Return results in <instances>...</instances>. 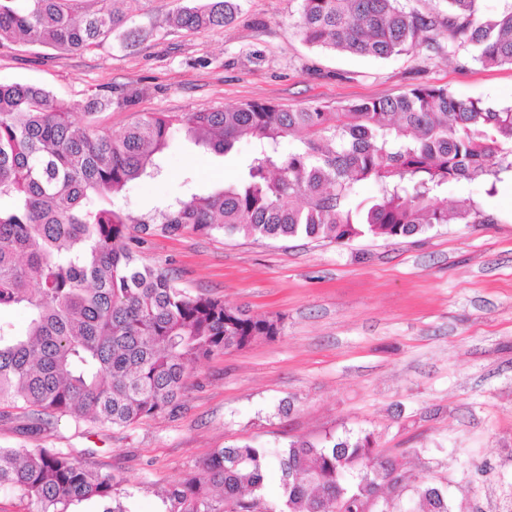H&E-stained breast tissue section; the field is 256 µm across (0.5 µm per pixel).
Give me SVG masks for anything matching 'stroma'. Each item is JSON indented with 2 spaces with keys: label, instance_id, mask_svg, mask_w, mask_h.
<instances>
[{
  "label": "stroma",
  "instance_id": "obj_1",
  "mask_svg": "<svg viewBox=\"0 0 512 512\" xmlns=\"http://www.w3.org/2000/svg\"><path fill=\"white\" fill-rule=\"evenodd\" d=\"M234 20L189 31L166 19L185 0H142L137 41L115 34L66 52L0 40V83H28L79 107L108 97L99 129L117 132L148 113H185L266 102L327 108L394 97L417 84L512 105V66L450 60L419 46L373 60L306 44L300 0H238ZM251 146L218 156L177 134L162 176L131 185L138 217L188 188L233 181ZM472 196L492 224H443L396 242L256 241L240 235L149 237L144 263L181 288L274 317L281 331L192 370L176 413L127 427L64 416L40 435L0 418V447L40 444L73 451L111 475L132 512H167L160 491L200 475L214 449L251 444L275 451L302 439L372 434L401 483L409 512L420 481L447 489L451 512H512V180Z\"/></svg>",
  "mask_w": 512,
  "mask_h": 512
}]
</instances>
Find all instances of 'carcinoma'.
<instances>
[{"mask_svg":"<svg viewBox=\"0 0 512 512\" xmlns=\"http://www.w3.org/2000/svg\"><path fill=\"white\" fill-rule=\"evenodd\" d=\"M78 0H0V36L62 51L89 50L120 31L140 0L75 16ZM298 30L311 46L387 59L426 45L464 51L487 67L512 65V6L492 15L482 0H445L448 14L406 10L400 0H301ZM235 0H189L173 17L201 30L232 20ZM445 28L447 45L436 39ZM112 99L74 107L43 88L0 83V407L23 410L30 430L56 418L129 426L178 407L198 362L279 334L277 320L206 295H191L143 263L145 237L222 231L257 241L305 237L345 244L395 241L440 224H494L471 196L442 203L462 181L496 189L512 177V105L464 99L418 84L388 98L281 109L150 113L119 133L95 129ZM217 155L242 138L253 147L240 177L220 189L165 202L139 218L116 205L127 187L161 175L172 129ZM366 183L370 200L356 201ZM371 434L292 440L288 449L217 448L202 473L168 487V512H363L356 472L381 483L394 473ZM279 471L276 503L263 494ZM0 488H16L37 512H71L86 502L131 512L114 479L57 448H0ZM418 512H450L442 489H417Z\"/></svg>","mask_w":512,"mask_h":512,"instance_id":"cac0c4a2","label":"carcinoma"}]
</instances>
